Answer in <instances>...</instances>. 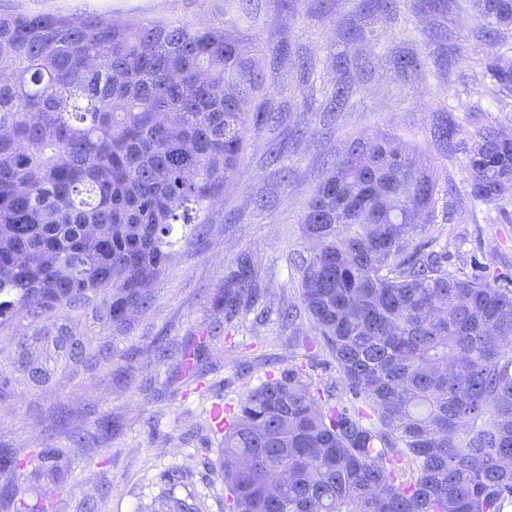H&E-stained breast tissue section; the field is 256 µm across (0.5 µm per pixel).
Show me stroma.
I'll list each match as a JSON object with an SVG mask.
<instances>
[{
	"mask_svg": "<svg viewBox=\"0 0 512 512\" xmlns=\"http://www.w3.org/2000/svg\"><path fill=\"white\" fill-rule=\"evenodd\" d=\"M358 0H297L285 13L281 0H254L242 14L235 0H0V14L90 12L112 21L184 18L206 27L233 22L245 50H260L271 108L288 110L279 128L250 131L232 186L210 203L207 234L192 246H174L152 284L153 309L135 317L116 344L111 369L82 374L79 386H53L17 397L0 417V448L26 455L17 473L26 503L48 512H160L167 494L199 493L206 512H224L220 470L222 435L210 419L212 404L237 407L269 372L304 364L315 383L341 403L336 364L322 347L307 351L296 334H311L307 320L282 328L277 312L296 303L287 258L303 250L300 216L327 165L354 141L389 135L417 147L448 190L437 211L447 221L430 225L424 240L448 249V268L486 264L490 276L512 280V203L498 211L474 198L467 150L478 131L493 125L512 132V92L495 85L488 64L512 59V30L484 36L485 17L474 0H431L427 11L400 0L395 12L364 23L350 39ZM310 60L313 71L277 66L281 45ZM417 59L401 69V56ZM353 61L338 70L337 59ZM346 86L337 105L326 100L332 84ZM309 135L289 137L293 125ZM452 125L453 142L439 132ZM285 142L280 162L267 157L270 141ZM249 256L266 293L265 310L224 321V279L238 256ZM195 355L200 380L189 379L183 352ZM65 449L57 472L33 451Z\"/></svg>",
	"mask_w": 512,
	"mask_h": 512,
	"instance_id": "stroma-1",
	"label": "stroma"
}]
</instances>
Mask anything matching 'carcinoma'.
<instances>
[{
    "mask_svg": "<svg viewBox=\"0 0 512 512\" xmlns=\"http://www.w3.org/2000/svg\"><path fill=\"white\" fill-rule=\"evenodd\" d=\"M394 2L359 0L357 16ZM476 7L512 28V0ZM258 95L260 60L224 22L0 15V409L112 365L88 332L115 340L151 309L175 226L204 236L250 129L287 120L248 109ZM467 169L476 199L512 201V136L484 128ZM440 192L386 135L327 168L283 319L308 316L302 345H323L362 404L331 403L303 365L251 389L224 417L226 512H512V288L424 253ZM262 298L242 262L224 319ZM24 464L0 450V472ZM169 510L201 512L192 493Z\"/></svg>",
    "mask_w": 512,
    "mask_h": 512,
    "instance_id": "cac0c4a2",
    "label": "carcinoma"
}]
</instances>
